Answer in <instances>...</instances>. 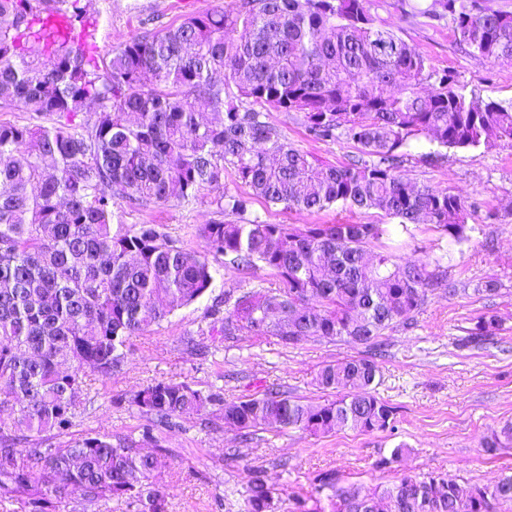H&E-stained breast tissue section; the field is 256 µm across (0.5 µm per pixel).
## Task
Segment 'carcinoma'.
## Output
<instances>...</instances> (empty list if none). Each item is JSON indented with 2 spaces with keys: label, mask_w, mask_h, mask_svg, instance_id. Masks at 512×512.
Returning <instances> with one entry per match:
<instances>
[{
  "label": "carcinoma",
  "mask_w": 512,
  "mask_h": 512,
  "mask_svg": "<svg viewBox=\"0 0 512 512\" xmlns=\"http://www.w3.org/2000/svg\"><path fill=\"white\" fill-rule=\"evenodd\" d=\"M452 20L467 53L512 59V12L479 0H432ZM97 24L93 0H0V105L22 104L26 125L0 123V506L65 512L74 495L93 505L123 500L137 512H167L154 481L160 451L133 440L66 433L92 397L88 373H121L130 337L202 298L214 277L209 256L239 272L273 271L274 290L224 292L208 334L306 338L386 346L435 288H456L428 261L401 263L387 224H269L247 219L251 197L318 213L339 204L428 224L469 240L465 202L401 174L411 143L441 150L512 144V102H479L393 30L375 25L367 0H235L154 29L101 58L90 46L53 40L45 20ZM96 106L89 116L87 105ZM300 114L316 140L344 139L358 155L343 166L288 143L264 107ZM232 169L252 196L223 193L237 222L200 224L210 255L182 246L157 224H124L131 206L191 203L221 188ZM498 330L482 316L461 346L482 348ZM370 357L327 364L316 381L345 394L304 402L283 392L224 400V389L153 379L120 401L144 443L154 431L219 407L244 437L272 427L325 435L393 428L395 407L377 397ZM512 447V424L482 443L489 456ZM316 495L294 512H512V474L495 485L460 484L434 473L367 489L317 477ZM247 512H274L276 488L260 473Z\"/></svg>",
  "instance_id": "1"
}]
</instances>
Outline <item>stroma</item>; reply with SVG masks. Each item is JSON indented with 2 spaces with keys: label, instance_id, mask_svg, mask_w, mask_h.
Instances as JSON below:
<instances>
[{
  "label": "stroma",
  "instance_id": "1",
  "mask_svg": "<svg viewBox=\"0 0 512 512\" xmlns=\"http://www.w3.org/2000/svg\"><path fill=\"white\" fill-rule=\"evenodd\" d=\"M230 0H96L99 9L96 51L110 56L119 45L160 26L179 25L191 13L224 9ZM431 0H410L414 10L404 13L401 0H369L376 25L397 33L440 70L484 99L512 100V61L495 63L466 54L460 48L449 19H434L424 10ZM268 121L296 148L340 166L353 154L345 140L321 141L308 136L297 114L266 111ZM427 141L412 143L402 171L417 185L465 198L470 205L468 241L455 244L426 224L397 232V253L403 261L438 258L456 294L429 292L411 326L390 331L388 348L379 357V398L397 409L393 429L374 434L340 430L326 435L299 431H258L244 442L237 431L225 429L218 413L182 421L160 433L169 453L154 480L168 493V512H245L246 487L254 469L278 488L276 512H289L291 493H310L315 478L335 473L340 481L367 488L384 485L404 475L440 473L449 479L493 485L512 472V449L490 458L481 441L491 430L512 423V145L486 149H450L443 162L431 165L424 155ZM245 186L233 170H225L224 187L200 191L188 206L170 201L162 206L121 207L126 224H160L184 247L206 253L207 243L196 228L230 221L217 201L222 192L241 193ZM249 217L270 224H383L377 210L341 207L308 213L285 210L254 201ZM214 282L193 304L169 315L142 335L132 337L124 371L104 381L89 374L87 384L95 402L79 415L74 433L109 434L138 439L139 421L118 397L153 379L189 382L224 390L231 401L276 387L308 400L328 399L318 389L316 376L326 364L364 355L365 349L345 342L309 339L286 347L276 338L223 339L199 335L209 308L236 287L240 275L223 260L212 263ZM496 280L493 296L474 294L476 283ZM497 315L500 327L492 343L481 349L458 348L456 342L484 313ZM196 337L200 349L188 351L184 340ZM406 444L407 454L387 466L381 458L390 448ZM237 450V461L226 459Z\"/></svg>",
  "mask_w": 512,
  "mask_h": 512
}]
</instances>
